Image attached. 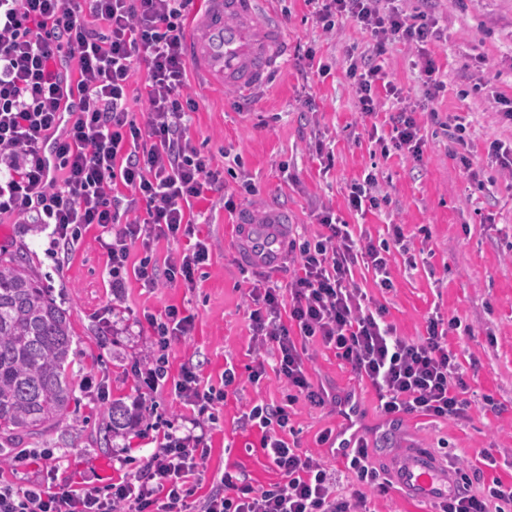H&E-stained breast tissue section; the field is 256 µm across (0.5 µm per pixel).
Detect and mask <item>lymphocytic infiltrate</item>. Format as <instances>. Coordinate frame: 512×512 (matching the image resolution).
Segmentation results:
<instances>
[{
    "label": "lymphocytic infiltrate",
    "instance_id": "f902f5d3",
    "mask_svg": "<svg viewBox=\"0 0 512 512\" xmlns=\"http://www.w3.org/2000/svg\"><path fill=\"white\" fill-rule=\"evenodd\" d=\"M194 0H0V220L29 221L49 228L54 246L69 248L83 230L98 226L106 242L109 286L121 298L129 277L154 289L161 281L194 287L195 274L212 251L195 240L179 256L157 264L149 249L156 240L193 237L192 208L218 182L194 144L187 113L199 103L187 92L186 19ZM323 31L347 20L371 32L370 56L351 60L347 73L362 114L380 107V93L399 97L383 82L377 56L388 45H414L427 101L444 91L426 46L439 32L434 16L408 14L398 0H306ZM146 71V120L129 112L132 74ZM392 147L421 159L425 145L410 106L390 117ZM327 234L317 240H289L298 255L287 287L258 277L249 290L253 338L272 345L275 372L289 390L288 401L304 397L325 403L304 366L300 343L313 340L336 351L355 375L375 390L387 415L417 414L464 420L469 416L467 384L448 348L455 321L432 317L426 336H399L384 306H370L353 281V269H373L379 287L393 286L391 245H403L401 225L392 244L354 235L346 221L322 211ZM146 254L130 265L133 247ZM160 353L137 367L148 390L171 379L177 398L191 413L156 437V446L132 477L106 487L16 486L0 481V512H371L369 497L386 482L372 465L364 442L344 452L359 483L339 493L323 462L290 444L285 407L253 406L244 419L262 432L261 451L279 481L253 487L231 473L197 497L207 456L206 436L215 410L235 381L225 369L224 385L204 384L191 367L168 376L166 350L173 336L191 335L194 319L170 305L146 315ZM512 486L496 483L482 495L456 485L440 512H505Z\"/></svg>",
    "mask_w": 512,
    "mask_h": 512
}]
</instances>
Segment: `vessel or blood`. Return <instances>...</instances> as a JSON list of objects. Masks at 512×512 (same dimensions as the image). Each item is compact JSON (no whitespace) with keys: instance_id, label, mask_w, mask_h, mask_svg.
Listing matches in <instances>:
<instances>
[{"instance_id":"obj_1","label":"vessel or blood","mask_w":512,"mask_h":512,"mask_svg":"<svg viewBox=\"0 0 512 512\" xmlns=\"http://www.w3.org/2000/svg\"><path fill=\"white\" fill-rule=\"evenodd\" d=\"M287 51L269 0H208L196 34L186 43V55L202 80L244 93L261 87ZM238 237L247 262L276 267L288 238V215L243 221ZM392 479L405 494L431 501L447 499L455 488L448 466L425 448L399 458Z\"/></svg>"}]
</instances>
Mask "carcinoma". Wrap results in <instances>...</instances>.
Here are the masks:
<instances>
[{
  "label": "carcinoma",
  "mask_w": 512,
  "mask_h": 512,
  "mask_svg": "<svg viewBox=\"0 0 512 512\" xmlns=\"http://www.w3.org/2000/svg\"><path fill=\"white\" fill-rule=\"evenodd\" d=\"M72 343L66 312L21 257L0 254V436L42 432L63 418L75 400L67 374ZM130 417L112 402V433Z\"/></svg>",
  "instance_id": "obj_1"
}]
</instances>
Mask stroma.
Listing matches in <instances>:
<instances>
[{
	"label": "stroma",
	"instance_id": "1",
	"mask_svg": "<svg viewBox=\"0 0 512 512\" xmlns=\"http://www.w3.org/2000/svg\"><path fill=\"white\" fill-rule=\"evenodd\" d=\"M271 7L288 36V53L265 85L249 97L195 80L188 89L200 103L187 116L189 132L223 180L222 189L193 207L203 218L195 233L213 247L196 287L177 282L149 290L131 279L117 301L98 229L84 233L60 266L40 225L0 222V252L21 255L70 318L69 375L76 390L59 425L39 435L19 431L0 438V480L17 486L72 481L91 488L135 472L159 429L189 413L170 389L145 393L133 370L156 353L154 336L141 324L144 313H160L170 304L195 317L191 335L171 339V374L190 365L217 385L226 366L236 373L235 390L208 431L210 453L197 496L207 495L213 479L226 471L244 473L256 487L277 480L260 451V432L242 424L254 404H287V390L272 370L275 350L257 348L252 338L247 292L256 268L240 259L236 225L242 215L263 218L284 208L291 217L289 237L312 238L323 232L316 214L327 206L377 243L389 239V225L402 226L410 250L395 255L392 290L378 288L373 272L362 267L354 280L387 307L388 320L406 338L424 336L435 313L458 321L448 348L458 357L472 409L465 421L384 415L375 391L318 342L307 347L311 380L333 396L356 394L362 435L382 477H389L398 457L428 448L445 462L479 468L472 492L496 482L512 485V174L501 171L490 151L494 143L512 145V121L500 104L501 98L512 99V0H427L440 29L428 50L445 84L431 109L423 107L415 48L395 43L381 57L389 79L416 107L426 139L419 161L395 151L383 154L376 141L391 133V102L372 116L358 108L345 57L366 52L373 44L370 33L344 21L335 34H324L305 0H272ZM310 45L330 66L329 74L307 69L304 51ZM456 124L465 128L480 181L469 178L453 156L458 145L447 129ZM323 152L332 154L331 166L320 164ZM370 173L386 200L360 217L349 211L347 195ZM246 182L252 191L243 190ZM228 191L237 203L232 212L224 208ZM261 361L268 371L251 384L249 375ZM116 400L138 416L117 437L110 420ZM287 406L289 440L321 458L339 490L355 485L344 459L322 441L325 433L344 428L335 405L315 407L301 399ZM23 449L48 450L54 458L14 468L11 457Z\"/></svg>",
	"mask_w": 512,
	"mask_h": 512
}]
</instances>
